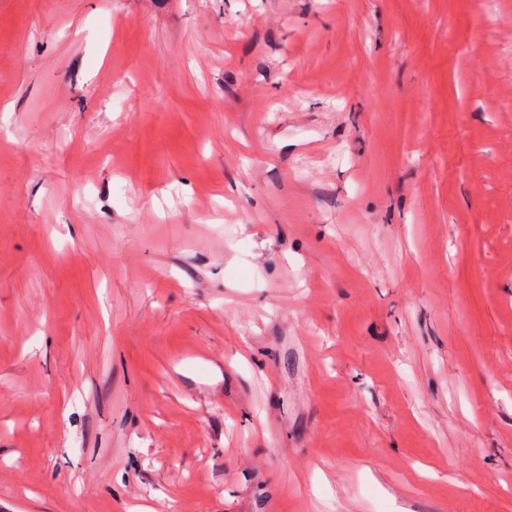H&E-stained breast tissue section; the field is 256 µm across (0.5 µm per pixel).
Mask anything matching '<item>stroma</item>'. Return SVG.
Listing matches in <instances>:
<instances>
[{"mask_svg":"<svg viewBox=\"0 0 512 512\" xmlns=\"http://www.w3.org/2000/svg\"><path fill=\"white\" fill-rule=\"evenodd\" d=\"M0 512H512V0H0Z\"/></svg>","mask_w":512,"mask_h":512,"instance_id":"obj_1","label":"stroma"}]
</instances>
